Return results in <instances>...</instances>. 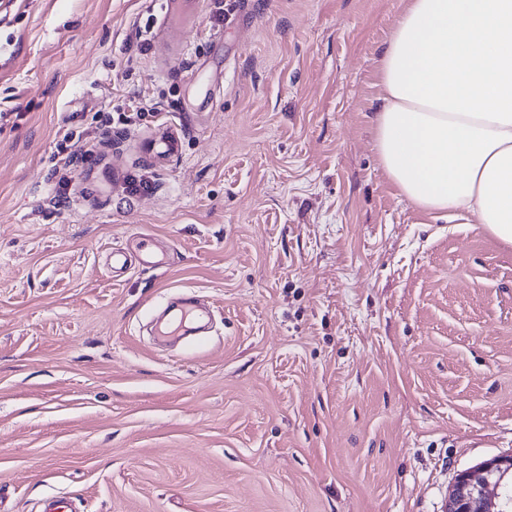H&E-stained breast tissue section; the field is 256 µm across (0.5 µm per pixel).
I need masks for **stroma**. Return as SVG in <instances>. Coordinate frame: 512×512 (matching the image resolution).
<instances>
[{
	"mask_svg": "<svg viewBox=\"0 0 512 512\" xmlns=\"http://www.w3.org/2000/svg\"><path fill=\"white\" fill-rule=\"evenodd\" d=\"M402 8L0 5V512H443L512 453V250L375 151ZM185 294L200 332L152 335Z\"/></svg>",
	"mask_w": 512,
	"mask_h": 512,
	"instance_id": "1",
	"label": "stroma"
}]
</instances>
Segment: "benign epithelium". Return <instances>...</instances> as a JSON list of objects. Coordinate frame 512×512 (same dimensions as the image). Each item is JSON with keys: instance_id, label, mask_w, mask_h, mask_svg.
<instances>
[{"instance_id": "7a95c632", "label": "benign epithelium", "mask_w": 512, "mask_h": 512, "mask_svg": "<svg viewBox=\"0 0 512 512\" xmlns=\"http://www.w3.org/2000/svg\"><path fill=\"white\" fill-rule=\"evenodd\" d=\"M512 455L497 456L484 461L474 471L457 475L448 495L446 512H508L512 498Z\"/></svg>"}]
</instances>
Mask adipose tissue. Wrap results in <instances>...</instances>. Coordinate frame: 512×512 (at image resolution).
Instances as JSON below:
<instances>
[{"label":"adipose tissue","instance_id":"1","mask_svg":"<svg viewBox=\"0 0 512 512\" xmlns=\"http://www.w3.org/2000/svg\"><path fill=\"white\" fill-rule=\"evenodd\" d=\"M378 76L375 149L399 193L512 249V0H407Z\"/></svg>","mask_w":512,"mask_h":512}]
</instances>
